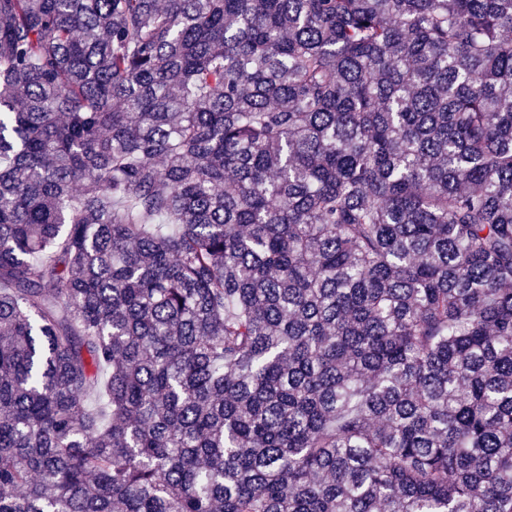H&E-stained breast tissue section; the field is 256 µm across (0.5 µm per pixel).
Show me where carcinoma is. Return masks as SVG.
<instances>
[{
  "mask_svg": "<svg viewBox=\"0 0 512 512\" xmlns=\"http://www.w3.org/2000/svg\"><path fill=\"white\" fill-rule=\"evenodd\" d=\"M0 512H512V0H0Z\"/></svg>",
  "mask_w": 512,
  "mask_h": 512,
  "instance_id": "cac0c4a2",
  "label": "carcinoma"
}]
</instances>
